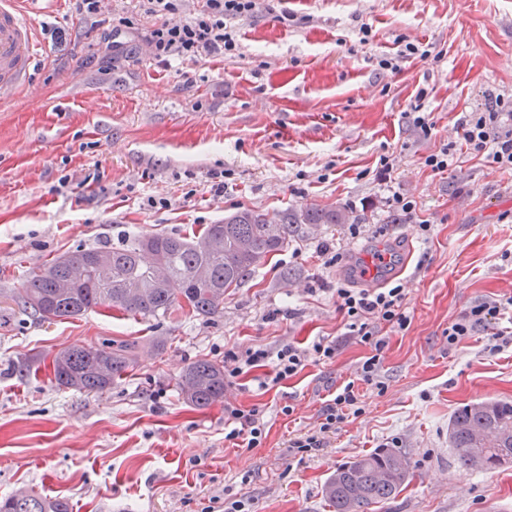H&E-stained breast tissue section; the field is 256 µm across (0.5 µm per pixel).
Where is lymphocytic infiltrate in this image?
<instances>
[{
	"label": "lymphocytic infiltrate",
	"instance_id": "1",
	"mask_svg": "<svg viewBox=\"0 0 512 512\" xmlns=\"http://www.w3.org/2000/svg\"><path fill=\"white\" fill-rule=\"evenodd\" d=\"M183 2L136 0L138 12L156 19L144 36L154 60L164 63L173 56L203 58L232 53L236 49L235 23L253 18L257 12V0H204L201 9L191 13L184 12ZM459 126L470 154L486 158L500 170L512 171V101L496 98L485 111L463 115ZM336 296L344 326L340 339L322 337L305 347L285 341L272 350L259 345L224 352L225 382H233L268 362L272 369L258 385L269 388L302 371L308 364L334 359L341 343L354 342L368 348L369 354L360 368V382L350 381L336 388L330 399L322 404L317 428L289 439V448L297 454L321 450L328 434L361 413L359 386L377 384L388 346L387 337L381 334L382 328L398 332L407 329L411 323L402 285L370 289L340 286ZM511 308L512 297L475 299L446 328L444 337L449 347H457L482 332L488 337L486 349L490 354L511 346L512 325L502 323ZM224 421L231 426L228 440L242 442L250 448L260 446L268 435L264 413L256 407L248 409L238 403L225 404Z\"/></svg>",
	"mask_w": 512,
	"mask_h": 512
}]
</instances>
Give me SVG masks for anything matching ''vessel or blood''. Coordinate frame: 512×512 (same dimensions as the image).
<instances>
[{"instance_id": "1", "label": "vessel or blood", "mask_w": 512, "mask_h": 512, "mask_svg": "<svg viewBox=\"0 0 512 512\" xmlns=\"http://www.w3.org/2000/svg\"><path fill=\"white\" fill-rule=\"evenodd\" d=\"M26 0H0V98L31 90L36 37L24 10Z\"/></svg>"}]
</instances>
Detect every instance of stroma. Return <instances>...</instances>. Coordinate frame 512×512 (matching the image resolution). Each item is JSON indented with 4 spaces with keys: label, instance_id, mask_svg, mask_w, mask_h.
I'll return each mask as SVG.
<instances>
[{
    "label": "stroma",
    "instance_id": "1",
    "mask_svg": "<svg viewBox=\"0 0 512 512\" xmlns=\"http://www.w3.org/2000/svg\"><path fill=\"white\" fill-rule=\"evenodd\" d=\"M284 11L294 21L278 22ZM28 15L41 94L0 100V497H62L72 512H202L227 493L254 500L256 512H329L327 476L387 446L415 477L377 512H512V464L461 472L448 440L463 404L512 401V347L491 355L485 335L452 349L443 337L475 299L512 296V261L502 258L512 251V173L463 151L450 171L424 165L460 142L463 113L512 97V0H260L235 26L234 54L164 64L144 43L146 15L133 16L117 51L106 47L108 22L79 21L74 0H33ZM409 42L440 59L400 58ZM385 58L397 68H383ZM416 110L431 135L409 123ZM383 156L386 182L376 178ZM397 195L415 203L413 219H395ZM306 207L345 208L366 230L303 227L213 317L99 309L49 323L12 299L32 270L79 248L198 234L241 208ZM325 247L345 262L326 264ZM378 253L391 266L410 260L400 281L411 324L390 335L382 388L366 386L362 414L320 452L294 455L288 441L315 429L325 395L358 380L363 346L345 344L267 391L243 376L208 408L184 401L177 380L193 361L341 336L335 287L389 280V268L361 275ZM106 340L137 346L111 390L52 383L56 352ZM228 401L264 411L261 447L226 444Z\"/></svg>",
    "mask_w": 512,
    "mask_h": 512
}]
</instances>
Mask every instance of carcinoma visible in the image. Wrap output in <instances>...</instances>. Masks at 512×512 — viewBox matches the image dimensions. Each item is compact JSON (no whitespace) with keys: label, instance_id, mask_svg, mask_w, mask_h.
Returning a JSON list of instances; mask_svg holds the SVG:
<instances>
[{"label":"carcinoma","instance_id":"1","mask_svg":"<svg viewBox=\"0 0 512 512\" xmlns=\"http://www.w3.org/2000/svg\"><path fill=\"white\" fill-rule=\"evenodd\" d=\"M341 208L286 210L272 218L243 209L210 224L198 237L155 233L113 247L76 250L31 272L15 295L21 310L39 320L76 318L104 307L143 318L163 316L174 306L202 316L224 311V294L234 290L269 255L281 250L302 224H345ZM134 345L104 342L57 352L55 386L87 393L112 388L133 364ZM183 399L198 408L224 397V366L208 359L180 375ZM448 438L463 472L512 463V403L471 402L448 422ZM411 466L397 449L374 451L336 468L324 484L332 512H373L408 484ZM0 512H70L63 498L21 491L0 498Z\"/></svg>","mask_w":512,"mask_h":512}]
</instances>
